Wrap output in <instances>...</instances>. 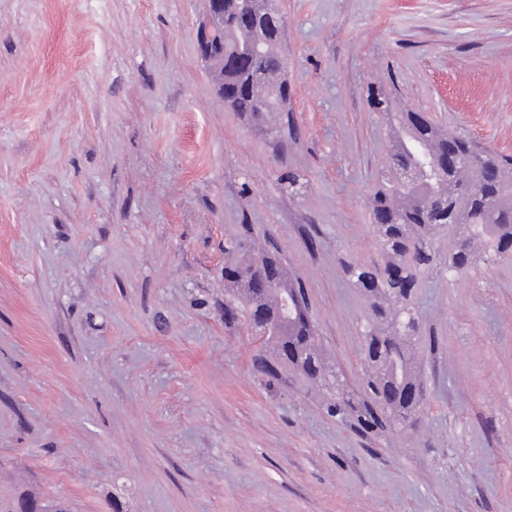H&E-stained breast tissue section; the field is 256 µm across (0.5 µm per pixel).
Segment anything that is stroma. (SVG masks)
Here are the masks:
<instances>
[{
	"label": "stroma",
	"instance_id": "1",
	"mask_svg": "<svg viewBox=\"0 0 512 512\" xmlns=\"http://www.w3.org/2000/svg\"><path fill=\"white\" fill-rule=\"evenodd\" d=\"M288 109L225 107L206 0H0V512H512V260L433 271L416 427L364 434L224 321L273 251L353 397L400 110L512 155V0H275ZM296 185H289V177Z\"/></svg>",
	"mask_w": 512,
	"mask_h": 512
}]
</instances>
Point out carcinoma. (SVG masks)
I'll list each match as a JSON object with an SVG mask.
<instances>
[{
    "instance_id": "1",
    "label": "carcinoma",
    "mask_w": 512,
    "mask_h": 512,
    "mask_svg": "<svg viewBox=\"0 0 512 512\" xmlns=\"http://www.w3.org/2000/svg\"><path fill=\"white\" fill-rule=\"evenodd\" d=\"M244 11L240 0H225L224 30L211 44L224 42V65L216 67L224 105L257 117L278 110L284 94L280 73L279 11L266 0ZM372 110L387 117L394 131L391 169L373 194L370 215L386 254L382 264L348 263L345 273L369 301L363 340L368 374L364 398L349 396L343 375L329 366L315 343L303 286L288 283L280 260L261 254L248 263L224 266L227 311L265 316L276 368L290 367L303 377L336 390V415H353L365 433H383L394 421L415 418L422 394L411 352L422 339L411 300L438 263L431 241L455 222L459 238L448 254V272L474 260L480 242L496 259L512 258V159L480 148L467 138L442 131L420 112L393 109L382 88L369 93ZM475 156L479 164L464 172L445 165L448 155Z\"/></svg>"
}]
</instances>
